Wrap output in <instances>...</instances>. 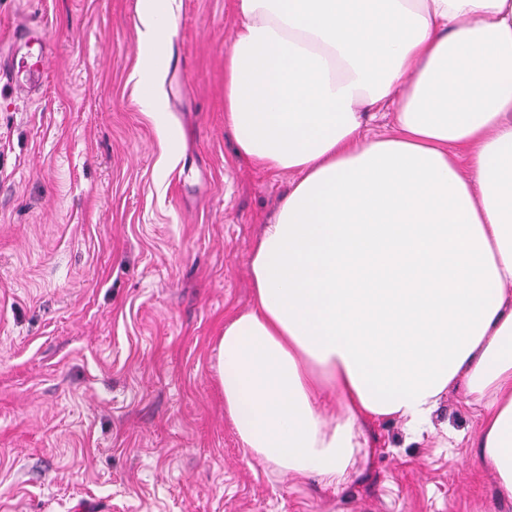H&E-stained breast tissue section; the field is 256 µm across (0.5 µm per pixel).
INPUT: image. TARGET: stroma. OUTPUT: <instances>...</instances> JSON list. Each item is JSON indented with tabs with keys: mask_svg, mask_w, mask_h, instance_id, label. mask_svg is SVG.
Wrapping results in <instances>:
<instances>
[{
	"mask_svg": "<svg viewBox=\"0 0 512 512\" xmlns=\"http://www.w3.org/2000/svg\"><path fill=\"white\" fill-rule=\"evenodd\" d=\"M171 6L158 115L140 0H0V39L25 21L48 46L38 91L0 89V512H512L471 449L396 419L336 493L241 447L217 343L293 177L224 124L234 0ZM433 423L477 419L454 389Z\"/></svg>",
	"mask_w": 512,
	"mask_h": 512,
	"instance_id": "obj_1",
	"label": "stroma"
}]
</instances>
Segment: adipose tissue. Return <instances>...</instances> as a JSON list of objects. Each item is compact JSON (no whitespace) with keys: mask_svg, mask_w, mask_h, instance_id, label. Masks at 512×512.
Listing matches in <instances>:
<instances>
[{"mask_svg":"<svg viewBox=\"0 0 512 512\" xmlns=\"http://www.w3.org/2000/svg\"><path fill=\"white\" fill-rule=\"evenodd\" d=\"M169 0H142L138 102L160 112ZM224 123L293 174L217 347L242 448L340 491L366 429L434 433L448 390L512 497V0H236ZM391 110L383 135L364 125ZM336 399L327 417L320 394Z\"/></svg>","mask_w":512,"mask_h":512,"instance_id":"obj_1","label":"adipose tissue"}]
</instances>
